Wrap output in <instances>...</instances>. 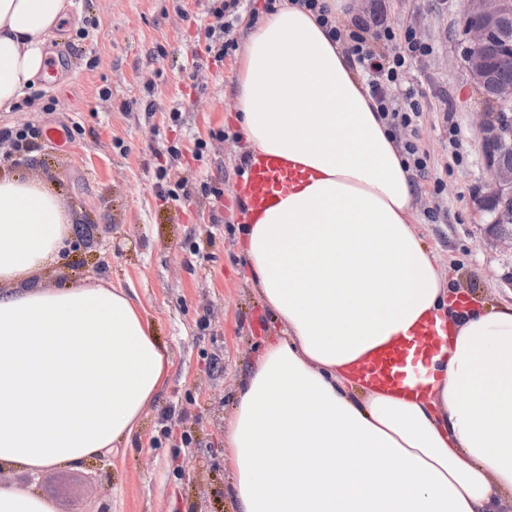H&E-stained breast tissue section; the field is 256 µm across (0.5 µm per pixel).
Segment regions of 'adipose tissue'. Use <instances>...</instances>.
Listing matches in <instances>:
<instances>
[{
	"mask_svg": "<svg viewBox=\"0 0 512 512\" xmlns=\"http://www.w3.org/2000/svg\"><path fill=\"white\" fill-rule=\"evenodd\" d=\"M73 0H0V112L39 89ZM235 119L300 178L247 209L241 251L282 324L245 376L224 446L237 512H506L512 309L458 307L416 227L417 189L354 55L301 0L249 26ZM72 219L43 182L0 175V467L109 456L170 363L128 294L44 287ZM422 385L361 364L421 330Z\"/></svg>",
	"mask_w": 512,
	"mask_h": 512,
	"instance_id": "ef3b65f1",
	"label": "adipose tissue"
}]
</instances>
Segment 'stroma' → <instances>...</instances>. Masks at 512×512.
I'll list each match as a JSON object with an SVG mask.
<instances>
[{"mask_svg":"<svg viewBox=\"0 0 512 512\" xmlns=\"http://www.w3.org/2000/svg\"><path fill=\"white\" fill-rule=\"evenodd\" d=\"M73 2L46 47L61 63L58 80L39 91L38 109L0 112V128L76 133L66 147L42 144L20 164L0 159V173L41 178L74 229L87 233L67 262L42 274L45 285L124 289L170 367L111 465L11 469L0 479L38 493L55 512H232L224 421L265 337L279 329L239 246L238 187L249 148L230 112L243 49L219 61L209 56L208 0ZM361 9L367 38L408 27L430 48L411 61L421 122L397 134L398 143L430 153L429 173L417 180L428 251L468 302L512 307V253L487 245L473 204L487 174L482 107L462 62L461 0H361ZM209 186L223 189L220 204L207 196ZM167 425L173 437L163 435ZM184 431L191 447L180 445Z\"/></svg>","mask_w":512,"mask_h":512,"instance_id":"obj_1","label":"stroma"}]
</instances>
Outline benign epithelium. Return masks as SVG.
Segmentation results:
<instances>
[{
  "label": "benign epithelium",
  "mask_w": 512,
  "mask_h": 512,
  "mask_svg": "<svg viewBox=\"0 0 512 512\" xmlns=\"http://www.w3.org/2000/svg\"><path fill=\"white\" fill-rule=\"evenodd\" d=\"M465 14L464 36L467 45L462 59L474 86L486 89L505 112H512V82L494 79L492 63L486 47L498 37L500 47L512 50V0H462ZM481 142L494 141L512 146V119L479 126ZM489 180L473 203L480 213L490 212L487 222L488 242L512 251V164H506L489 153L483 154Z\"/></svg>",
  "instance_id": "7a95c632"
}]
</instances>
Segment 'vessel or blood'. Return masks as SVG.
<instances>
[{
  "instance_id": "obj_1",
  "label": "vessel or blood",
  "mask_w": 512,
  "mask_h": 512,
  "mask_svg": "<svg viewBox=\"0 0 512 512\" xmlns=\"http://www.w3.org/2000/svg\"><path fill=\"white\" fill-rule=\"evenodd\" d=\"M287 180V171L277 161L269 157L257 158L249 168L246 183L250 203L255 206L264 204ZM438 343V336L430 330L404 339L369 360L362 373L369 382L379 385L390 386L406 377L422 382L426 359L437 350Z\"/></svg>"
}]
</instances>
